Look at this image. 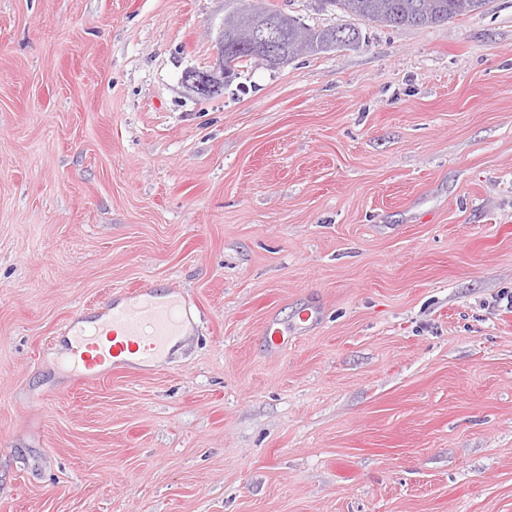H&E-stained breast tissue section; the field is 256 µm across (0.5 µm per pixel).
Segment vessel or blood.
Wrapping results in <instances>:
<instances>
[{"label":"vessel or blood","mask_w":512,"mask_h":512,"mask_svg":"<svg viewBox=\"0 0 512 512\" xmlns=\"http://www.w3.org/2000/svg\"><path fill=\"white\" fill-rule=\"evenodd\" d=\"M190 309L180 295L156 299L147 286L113 293L63 330L66 361L84 382L129 369L171 349L185 334Z\"/></svg>","instance_id":"1"}]
</instances>
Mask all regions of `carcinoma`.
Wrapping results in <instances>:
<instances>
[{
	"label": "carcinoma",
	"mask_w": 512,
	"mask_h": 512,
	"mask_svg": "<svg viewBox=\"0 0 512 512\" xmlns=\"http://www.w3.org/2000/svg\"><path fill=\"white\" fill-rule=\"evenodd\" d=\"M232 12L224 16V31L239 29L248 20H262L277 26L282 35L281 52L285 61L302 54L289 52V46L296 40L295 17L283 14L264 5L265 0H238ZM321 3L344 15L389 27H429L445 23L458 16L481 13L488 0H321ZM308 41L326 42L335 48L359 42L360 31L350 24L329 28H307ZM228 64L236 73L248 66L268 65L264 50L246 47L232 55Z\"/></svg>",
	"instance_id": "cac0c4a2"
}]
</instances>
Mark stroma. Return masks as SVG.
Returning a JSON list of instances; mask_svg holds the SVG:
<instances>
[{"instance_id": "stroma-1", "label": "stroma", "mask_w": 512, "mask_h": 512, "mask_svg": "<svg viewBox=\"0 0 512 512\" xmlns=\"http://www.w3.org/2000/svg\"><path fill=\"white\" fill-rule=\"evenodd\" d=\"M233 7L0 0V512H512V0L187 92ZM142 284L197 332L82 383Z\"/></svg>"}]
</instances>
